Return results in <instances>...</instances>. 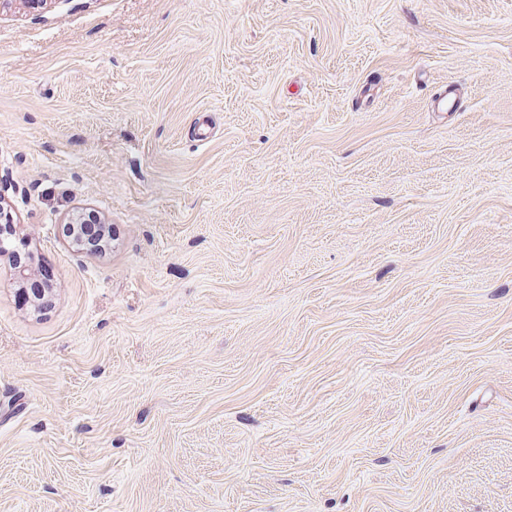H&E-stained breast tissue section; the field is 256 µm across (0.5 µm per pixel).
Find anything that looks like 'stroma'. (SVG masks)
I'll use <instances>...</instances> for the list:
<instances>
[{
    "label": "stroma",
    "mask_w": 512,
    "mask_h": 512,
    "mask_svg": "<svg viewBox=\"0 0 512 512\" xmlns=\"http://www.w3.org/2000/svg\"><path fill=\"white\" fill-rule=\"evenodd\" d=\"M0 207V512H512V0H12Z\"/></svg>",
    "instance_id": "stroma-1"
}]
</instances>
